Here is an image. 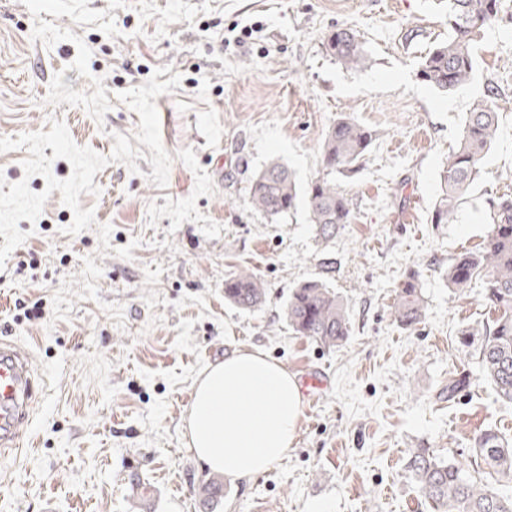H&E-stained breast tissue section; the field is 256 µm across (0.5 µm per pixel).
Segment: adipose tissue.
Wrapping results in <instances>:
<instances>
[{"label": "adipose tissue", "mask_w": 512, "mask_h": 512, "mask_svg": "<svg viewBox=\"0 0 512 512\" xmlns=\"http://www.w3.org/2000/svg\"><path fill=\"white\" fill-rule=\"evenodd\" d=\"M300 420L301 394L288 370L260 351L238 350L202 374L187 430L196 457L236 481L282 458Z\"/></svg>", "instance_id": "ef3b65f1"}]
</instances>
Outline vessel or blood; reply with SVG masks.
I'll list each match as a JSON object with an SVG mask.
<instances>
[{
  "mask_svg": "<svg viewBox=\"0 0 512 512\" xmlns=\"http://www.w3.org/2000/svg\"><path fill=\"white\" fill-rule=\"evenodd\" d=\"M35 383L25 352L0 340V450L13 452L27 446Z\"/></svg>",
  "mask_w": 512,
  "mask_h": 512,
  "instance_id": "vessel-or-blood-1",
  "label": "vessel or blood"
}]
</instances>
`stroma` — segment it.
<instances>
[{
	"mask_svg": "<svg viewBox=\"0 0 512 512\" xmlns=\"http://www.w3.org/2000/svg\"><path fill=\"white\" fill-rule=\"evenodd\" d=\"M0 0V136L50 131L109 155L139 115L119 92L161 66L182 77L155 103L172 158L168 183L121 163L93 179L88 230L53 191L27 240L0 269V339L21 344L41 382L32 438L0 455V512H137L127 485L154 489L150 512H198L212 478L185 437L194 386L212 363L258 350L294 376L327 379L303 405L293 446L258 476L225 481L213 512H430L405 468L429 448L475 479L476 434L512 438V406L497 403L460 333L491 317L481 286L459 295L450 254L480 249L489 198L512 195V18L474 45L469 83L443 93L417 70L448 36L442 0ZM360 36L365 66L325 54L330 31ZM495 88L499 126L470 200L453 223L431 221L442 163L472 103ZM377 130L362 168L340 184L354 219L329 238L305 206L272 218L250 208L249 186L270 162L298 188L321 169L320 142L339 116ZM421 274L424 317L398 324L393 304ZM254 273L267 290L252 312L224 300V280ZM323 279L349 309L351 335L328 348L284 319L292 288ZM40 304L41 317L22 308ZM464 385L454 399L441 391Z\"/></svg>",
	"mask_w": 512,
	"mask_h": 512,
	"instance_id": "1",
	"label": "stroma"
}]
</instances>
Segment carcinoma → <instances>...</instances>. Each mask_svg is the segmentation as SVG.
Returning <instances> with one entry per match:
<instances>
[{
	"mask_svg": "<svg viewBox=\"0 0 512 512\" xmlns=\"http://www.w3.org/2000/svg\"><path fill=\"white\" fill-rule=\"evenodd\" d=\"M448 40L437 43L423 58L418 78L440 91L466 85L474 72L473 43L484 28L499 20L501 0H447ZM329 57L346 69L365 64L363 44L355 31L338 28L323 41ZM496 92L490 88L466 113L456 149L443 163L440 191L432 208L431 223H450L468 202L480 177L484 159L496 139ZM377 132L350 116L338 117L321 142L323 174L304 190L309 221L320 234L334 233L353 220L351 200L336 177L351 178L361 167ZM299 189L291 171L281 163L266 166L253 180L248 204L271 217L296 208ZM491 230L484 246L475 252H459L448 260L445 280L457 293L472 282L483 283V299L495 312L480 330L462 332L461 342L471 345L480 337L476 355L482 375L493 385L497 399L512 404V196L490 200ZM265 288L251 272L240 271L224 280V300L243 310L259 306ZM419 272H409L399 286L393 315L397 322L413 326L423 317ZM288 326L295 334L328 346L349 336L347 304L325 281L312 279L294 288L285 305ZM475 452L489 468L512 481V439L493 429L475 437ZM406 468L421 496L433 512H512V494L466 474L454 461L428 448L409 452Z\"/></svg>",
	"mask_w": 512,
	"mask_h": 512,
	"instance_id": "1",
	"label": "carcinoma"
}]
</instances>
